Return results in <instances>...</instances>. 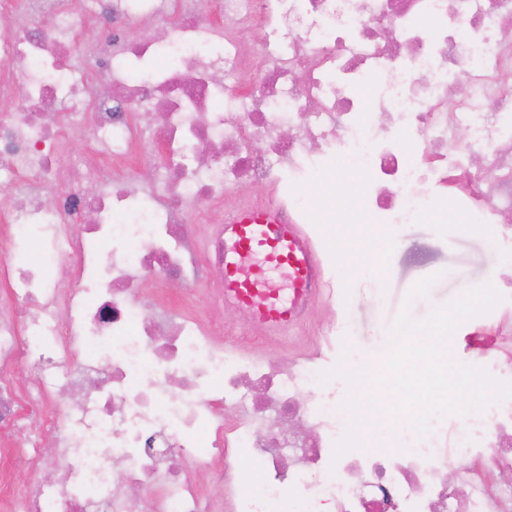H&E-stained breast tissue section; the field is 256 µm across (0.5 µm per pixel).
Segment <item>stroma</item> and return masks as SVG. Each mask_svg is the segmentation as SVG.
<instances>
[{"label": "stroma", "instance_id": "1", "mask_svg": "<svg viewBox=\"0 0 512 512\" xmlns=\"http://www.w3.org/2000/svg\"><path fill=\"white\" fill-rule=\"evenodd\" d=\"M120 171L141 187L153 178L152 173L136 167L134 162H126L120 169L104 159L96 163L93 176H86L81 170L73 171L71 182L85 191ZM387 237L386 253L378 258L380 280L358 278L347 274L344 267H337L336 281L342 286V296L315 302L303 329L289 338L287 348H280L276 341L268 339L255 348V355L276 365L302 358L325 371L336 364L343 345L348 343L353 347L349 361L355 364L386 334L401 311H409L412 318L421 319L433 306L473 286L512 275V263L505 260L475 224L453 219L435 224L424 219L398 225ZM432 274L438 280L428 296L409 299L412 286ZM336 321L343 324V333L332 338L329 345H321L318 330ZM485 332L486 325L481 318L461 324L452 339L456 360L468 365L482 362Z\"/></svg>", "mask_w": 512, "mask_h": 512}]
</instances>
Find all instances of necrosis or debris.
Here are the masks:
<instances>
[{
	"mask_svg": "<svg viewBox=\"0 0 512 512\" xmlns=\"http://www.w3.org/2000/svg\"><path fill=\"white\" fill-rule=\"evenodd\" d=\"M0 16L13 20L0 38V101L11 106L0 186L13 191L0 209V426L24 437L11 466L56 473L0 495V512H512L511 483L469 472L450 482L446 449L409 429L405 451L334 457L335 387L300 400L312 366L228 351L224 324H173L144 314L140 297L144 281L205 274L223 301L222 224L200 241L182 224L261 183L277 188L271 209L309 223L295 188L320 181L332 155L355 162L351 207L373 223L462 218L488 225L511 255L512 0H0ZM126 18L136 36L115 27ZM106 21V51L77 67L75 35ZM246 39L263 69L248 86ZM462 71L469 93L449 104ZM226 104L237 121H225ZM73 140L79 166L135 150L159 171L150 200L122 176L70 190L59 155ZM47 193L58 208H45ZM30 228L34 261L23 256ZM61 254L66 288L52 274ZM256 266L239 261L253 305L295 301L285 274ZM60 392L72 399L58 414ZM301 421L309 433L295 432ZM454 446L512 473V400L464 418Z\"/></svg>",
	"mask_w": 512,
	"mask_h": 512,
	"instance_id": "1",
	"label": "necrosis or debris"
}]
</instances>
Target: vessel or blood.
I'll return each mask as SVG.
<instances>
[{"label":"vessel or blood","mask_w":512,"mask_h":512,"mask_svg":"<svg viewBox=\"0 0 512 512\" xmlns=\"http://www.w3.org/2000/svg\"><path fill=\"white\" fill-rule=\"evenodd\" d=\"M224 240L231 248L224 254V299L244 301L246 294L236 278V258L244 252H269L287 263L294 275V286L300 295H308L314 286L313 256L304 242L300 225L286 224L266 207L237 211L224 225ZM298 308L266 307L256 317L265 327L286 330L293 328Z\"/></svg>","instance_id":"b4317fda"}]
</instances>
